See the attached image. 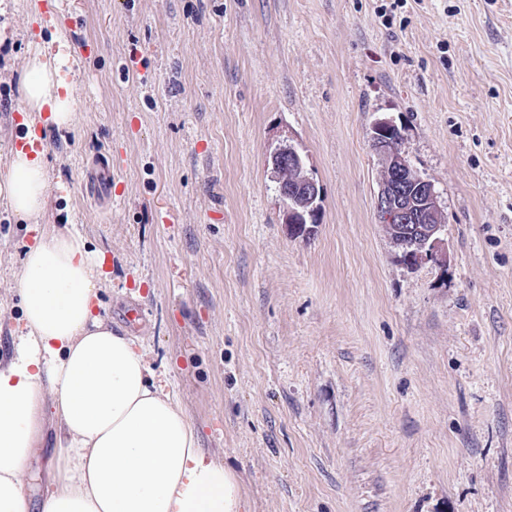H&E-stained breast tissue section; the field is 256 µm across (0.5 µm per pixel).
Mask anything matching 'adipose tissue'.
<instances>
[{
	"label": "adipose tissue",
	"instance_id": "ef3b65f1",
	"mask_svg": "<svg viewBox=\"0 0 512 512\" xmlns=\"http://www.w3.org/2000/svg\"><path fill=\"white\" fill-rule=\"evenodd\" d=\"M64 63L59 55L29 62L21 85L28 144L0 169V198L41 226L18 278L23 327L0 364V512H243L236 475L200 448L137 337L100 315L103 255L45 221L50 167L32 144L38 128L74 121ZM48 415L57 421L50 448ZM41 456L51 482L34 502L26 475Z\"/></svg>",
	"mask_w": 512,
	"mask_h": 512
}]
</instances>
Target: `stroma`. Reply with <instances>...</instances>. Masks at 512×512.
Masks as SVG:
<instances>
[{"label": "stroma", "instance_id": "obj_1", "mask_svg": "<svg viewBox=\"0 0 512 512\" xmlns=\"http://www.w3.org/2000/svg\"><path fill=\"white\" fill-rule=\"evenodd\" d=\"M58 8L0 0V166L27 62L67 42L78 110L42 138L47 218L103 254L102 316L245 512H512V0ZM381 116L439 194L446 267L407 268L378 222ZM287 142L321 187L308 237L270 175ZM35 235L0 200L1 361Z\"/></svg>", "mask_w": 512, "mask_h": 512}]
</instances>
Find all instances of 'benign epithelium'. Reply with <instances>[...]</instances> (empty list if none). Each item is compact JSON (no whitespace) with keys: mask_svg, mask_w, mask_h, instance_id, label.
<instances>
[{"mask_svg":"<svg viewBox=\"0 0 512 512\" xmlns=\"http://www.w3.org/2000/svg\"><path fill=\"white\" fill-rule=\"evenodd\" d=\"M395 129L394 119L381 117L374 121L370 133L371 148L382 163L376 199L380 223L404 265L411 269L429 262L444 266L448 252L438 193L397 147L392 139ZM270 165L289 234L313 235L321 188L303 156L294 146L283 145L272 152Z\"/></svg>","mask_w":512,"mask_h":512,"instance_id":"7a95c632","label":"benign epithelium"}]
</instances>
